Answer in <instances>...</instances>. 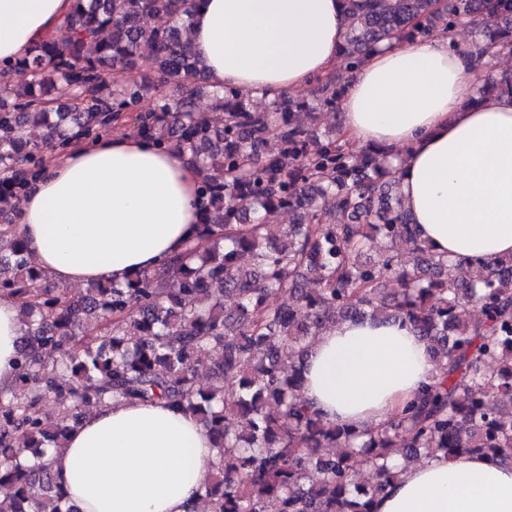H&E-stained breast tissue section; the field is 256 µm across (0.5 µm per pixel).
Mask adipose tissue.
Instances as JSON below:
<instances>
[{
	"instance_id": "obj_1",
	"label": "adipose tissue",
	"mask_w": 512,
	"mask_h": 512,
	"mask_svg": "<svg viewBox=\"0 0 512 512\" xmlns=\"http://www.w3.org/2000/svg\"><path fill=\"white\" fill-rule=\"evenodd\" d=\"M70 0H0V70L54 31ZM342 0H203L192 50L211 87L269 102L338 70ZM485 65L447 33L397 36L371 50L341 97L340 134L353 147H398L399 194L419 240L453 260L512 254V95L471 105ZM202 219L195 169L126 134L77 141L45 166L17 232L37 267L64 285L121 281L159 269ZM24 332L0 299V390L16 379ZM423 336L402 319L341 321L304 361L302 395L328 421L374 429L432 381ZM217 450L189 413L165 402L107 403L51 452L57 486L80 512H190ZM375 512H512V462L437 455L409 466Z\"/></svg>"
}]
</instances>
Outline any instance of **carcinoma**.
<instances>
[{
	"instance_id": "obj_1",
	"label": "carcinoma",
	"mask_w": 512,
	"mask_h": 512,
	"mask_svg": "<svg viewBox=\"0 0 512 512\" xmlns=\"http://www.w3.org/2000/svg\"><path fill=\"white\" fill-rule=\"evenodd\" d=\"M202 0H71L62 24L0 82V298L21 302L16 386L0 395V512H77L44 460L84 414L115 402L192 413L214 437L211 481L191 512H372L375 499L422 456L512 459V254L487 266L440 255L413 235L389 151L352 150L340 135L312 138L314 112L288 95L264 107L233 88L196 94L206 65L190 48ZM340 71L317 81L334 109L343 76L371 47L402 32L427 39L469 25L470 46L512 55V0H343ZM155 74L140 71L143 46ZM512 95V75L486 66L478 97ZM153 98V109H137ZM136 136L182 156L199 176L197 242L163 269L94 283L73 296L36 270L9 212L43 150L108 134ZM45 128V135L32 131ZM296 213L276 236L262 214ZM381 240L375 262L362 253ZM404 241L400 252L394 243ZM310 279L320 285L302 288ZM398 280L396 294L386 283ZM287 291L286 307L265 303ZM480 309L477 320L470 308ZM407 318L429 344L437 374L408 408L364 435L326 421L301 393L309 342L331 324ZM223 352L203 386L204 354ZM55 404V415L43 403ZM372 473L362 483L361 467Z\"/></svg>"
}]
</instances>
